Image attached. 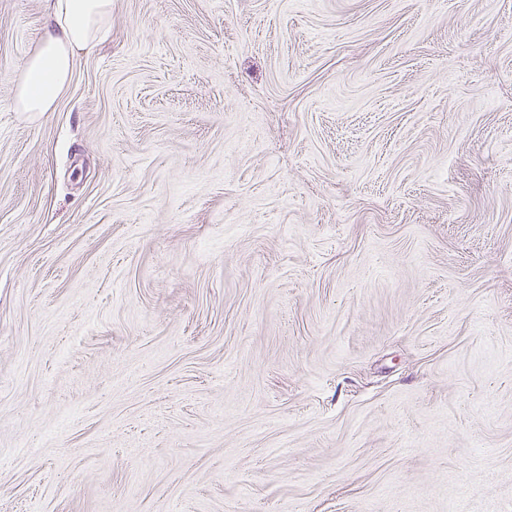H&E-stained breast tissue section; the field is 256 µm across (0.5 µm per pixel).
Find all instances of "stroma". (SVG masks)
<instances>
[{"mask_svg":"<svg viewBox=\"0 0 512 512\" xmlns=\"http://www.w3.org/2000/svg\"><path fill=\"white\" fill-rule=\"evenodd\" d=\"M0 0V512H512V0H112L52 111Z\"/></svg>","mask_w":512,"mask_h":512,"instance_id":"35a3bbf8","label":"stroma"}]
</instances>
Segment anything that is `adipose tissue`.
<instances>
[{
    "label": "adipose tissue",
    "mask_w": 512,
    "mask_h": 512,
    "mask_svg": "<svg viewBox=\"0 0 512 512\" xmlns=\"http://www.w3.org/2000/svg\"><path fill=\"white\" fill-rule=\"evenodd\" d=\"M50 22L17 78L14 109L52 111L78 54L90 51L112 22V0H52Z\"/></svg>",
    "instance_id": "1"
}]
</instances>
